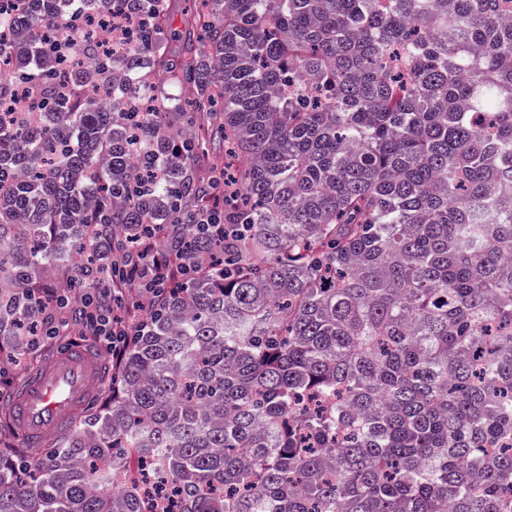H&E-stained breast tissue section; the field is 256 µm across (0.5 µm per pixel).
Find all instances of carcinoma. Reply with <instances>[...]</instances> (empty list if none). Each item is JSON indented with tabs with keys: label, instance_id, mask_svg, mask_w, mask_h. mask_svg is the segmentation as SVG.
Segmentation results:
<instances>
[{
	"label": "carcinoma",
	"instance_id": "carcinoma-1",
	"mask_svg": "<svg viewBox=\"0 0 512 512\" xmlns=\"http://www.w3.org/2000/svg\"><path fill=\"white\" fill-rule=\"evenodd\" d=\"M203 2L184 57L172 0L0 7V336L116 233L202 265L0 512H512V0ZM107 23L106 27L110 32L109 39L112 49L118 54H126L131 47L127 23L119 16L112 18V27Z\"/></svg>",
	"mask_w": 512,
	"mask_h": 512
}]
</instances>
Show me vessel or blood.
<instances>
[{
  "mask_svg": "<svg viewBox=\"0 0 512 512\" xmlns=\"http://www.w3.org/2000/svg\"><path fill=\"white\" fill-rule=\"evenodd\" d=\"M106 366L89 342L74 340L63 354L29 373L11 392L0 395L5 403L0 429L24 447L49 446L74 410L84 407L95 393Z\"/></svg>",
  "mask_w": 512,
  "mask_h": 512,
  "instance_id": "b4317fda",
  "label": "vessel or blood"
}]
</instances>
